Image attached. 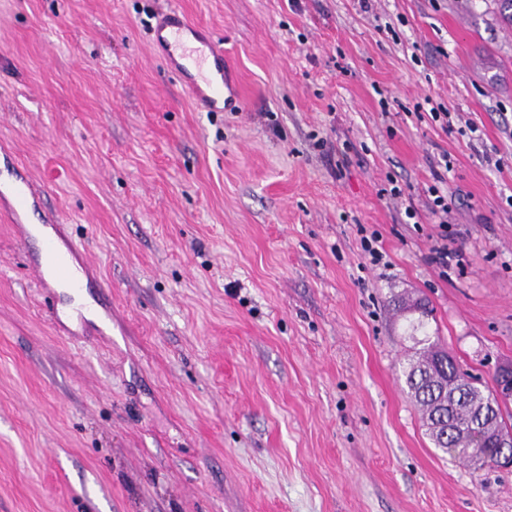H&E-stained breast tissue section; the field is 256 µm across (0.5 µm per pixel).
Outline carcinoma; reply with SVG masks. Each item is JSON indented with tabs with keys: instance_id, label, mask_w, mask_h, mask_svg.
<instances>
[{
	"instance_id": "cac0c4a2",
	"label": "carcinoma",
	"mask_w": 512,
	"mask_h": 512,
	"mask_svg": "<svg viewBox=\"0 0 512 512\" xmlns=\"http://www.w3.org/2000/svg\"><path fill=\"white\" fill-rule=\"evenodd\" d=\"M393 305L400 315L418 313L414 331L432 315V309L422 301L412 309L398 296ZM415 345L404 372L405 383L416 407L424 411L423 424L429 426L428 437L434 447L474 469L498 464L496 442L491 436H512L499 393L488 386L478 387L474 377L455 361L443 363L447 354L439 338L426 336Z\"/></svg>"
}]
</instances>
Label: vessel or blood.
Wrapping results in <instances>:
<instances>
[{"label":"vessel or blood","mask_w":512,"mask_h":512,"mask_svg":"<svg viewBox=\"0 0 512 512\" xmlns=\"http://www.w3.org/2000/svg\"><path fill=\"white\" fill-rule=\"evenodd\" d=\"M153 34L157 56L168 71L178 76L198 108L221 111L240 106L241 97L230 79L224 45L212 30L170 7L159 14ZM41 194L40 185L19 173H12L10 180H0V195L12 199V223H20L25 207Z\"/></svg>","instance_id":"b4317fda"}]
</instances>
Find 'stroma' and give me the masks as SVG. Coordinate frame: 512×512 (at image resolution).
<instances>
[{
	"mask_svg": "<svg viewBox=\"0 0 512 512\" xmlns=\"http://www.w3.org/2000/svg\"><path fill=\"white\" fill-rule=\"evenodd\" d=\"M298 2L0 0V143L94 306L35 278L0 205V512H512V468L430 443L391 310L428 302L482 382L512 360V22ZM174 4L223 37L239 110H197L154 57ZM438 173L444 278L438 225L404 214ZM429 200L426 203L427 210L439 224V233L435 244L431 248L429 260L440 270L442 276L448 275V214L451 211L452 197L448 202V187L446 190L434 184L428 187ZM432 197V198H430ZM446 241V242H445Z\"/></svg>",
	"mask_w": 512,
	"mask_h": 512,
	"instance_id": "stroma-1",
	"label": "stroma"
}]
</instances>
